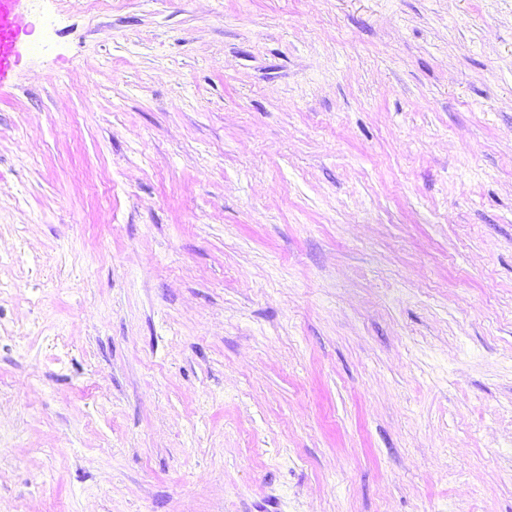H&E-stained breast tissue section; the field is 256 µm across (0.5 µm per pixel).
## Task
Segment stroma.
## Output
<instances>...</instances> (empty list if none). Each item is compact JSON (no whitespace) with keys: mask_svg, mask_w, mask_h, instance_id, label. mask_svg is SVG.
I'll return each mask as SVG.
<instances>
[{"mask_svg":"<svg viewBox=\"0 0 512 512\" xmlns=\"http://www.w3.org/2000/svg\"><path fill=\"white\" fill-rule=\"evenodd\" d=\"M0 512H512V0H22Z\"/></svg>","mask_w":512,"mask_h":512,"instance_id":"1","label":"stroma"}]
</instances>
